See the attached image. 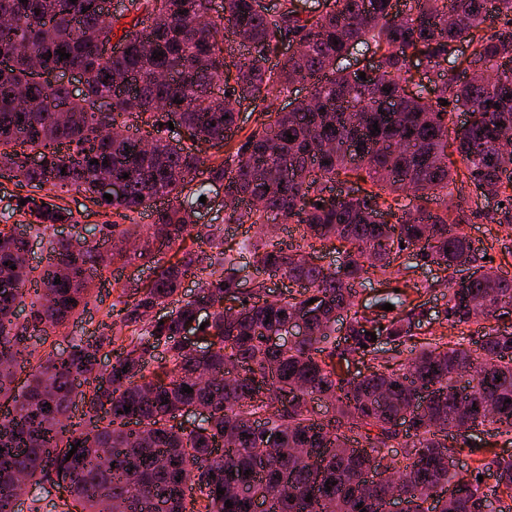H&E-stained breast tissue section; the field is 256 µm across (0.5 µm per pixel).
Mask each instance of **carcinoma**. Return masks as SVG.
Instances as JSON below:
<instances>
[{
    "label": "carcinoma",
    "mask_w": 512,
    "mask_h": 512,
    "mask_svg": "<svg viewBox=\"0 0 512 512\" xmlns=\"http://www.w3.org/2000/svg\"><path fill=\"white\" fill-rule=\"evenodd\" d=\"M130 2L131 16L106 15L98 0H0V172L33 191L74 190L115 217L90 239L71 210L26 196L34 217L27 233L47 238L50 251L40 269L25 258L27 237L0 229V276L8 280L0 285V406L8 408L0 415V512H14L17 482L33 486L49 473L80 512H103L108 502L112 512H186L189 497L194 512H251L252 498L267 512H384L395 491L412 512H512L503 507L512 500V458L484 459L468 478L445 462L453 453L448 438L464 428L512 434V324L495 316L512 304V277L487 265L448 207L451 186L470 182L475 210L493 190L504 202L499 223H512V0H411L403 13L393 12V0H275L264 10L256 0H220L217 9L213 0ZM493 13L503 27L490 33L484 24ZM116 29L123 48L110 53ZM239 34L243 50L226 48ZM284 43L295 52L267 66ZM359 47L365 52L355 62ZM36 63L80 73L84 89L37 81ZM416 63L433 88L421 84L409 94L403 82ZM478 66L494 73L492 85L460 80ZM310 80L314 106L301 100L275 113L218 163L195 151L232 139L235 106ZM454 111L470 116L456 131L465 161L459 172L448 167ZM126 125L146 131L154 149L142 151L133 134L98 136ZM358 171L370 183L363 196L353 187L324 195ZM108 180L124 185L110 201L97 194ZM214 186L236 202L227 221L297 224L344 250L318 265L303 246L264 237L240 247L249 254L242 265L214 232L216 254L188 249L199 198ZM158 199L169 204L155 209L153 224L134 223ZM383 215L392 221L379 223ZM57 224L72 227L82 245L47 235ZM142 236L140 258L176 245L183 253L136 287L124 322L137 332L109 375L98 371L100 352L118 335L76 341L66 353L31 348L32 338L88 306L102 243ZM411 248L415 260L446 273L450 327L488 322L474 346L443 335L416 341L424 305L409 308L399 296L390 300L402 309L393 316L355 310L356 285L386 274ZM250 267L299 290L243 292ZM188 276L199 277V290L181 300ZM234 293L239 311L228 321L224 295ZM26 298L30 320L19 323ZM167 305L164 324L144 320ZM208 305L209 318L197 315ZM340 310L350 315L341 341ZM299 311L309 315L308 333L269 345L265 337L285 331ZM389 343L408 347V356H385ZM158 355L162 372H147ZM355 355L374 367L346 377L341 361ZM21 364L29 372L17 388ZM77 397L82 417L73 424ZM321 399L331 410L324 417L310 408ZM184 410L203 418L191 429L174 423ZM290 448L317 455L320 481ZM376 461L409 481H367ZM226 463L249 497L220 493ZM487 472L496 483L486 490L478 476ZM459 481L472 487V501L440 495Z\"/></svg>",
    "instance_id": "1"
}]
</instances>
